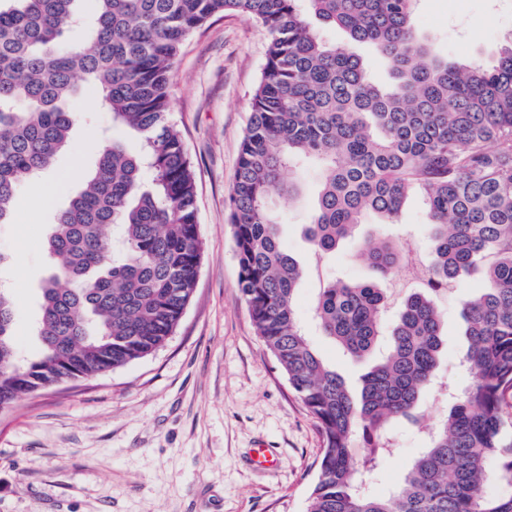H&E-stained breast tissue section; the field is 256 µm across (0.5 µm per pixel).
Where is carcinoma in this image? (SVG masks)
<instances>
[{
    "label": "carcinoma",
    "instance_id": "carcinoma-1",
    "mask_svg": "<svg viewBox=\"0 0 512 512\" xmlns=\"http://www.w3.org/2000/svg\"><path fill=\"white\" fill-rule=\"evenodd\" d=\"M79 2L0 0V224L9 223L18 190L69 147L78 83L98 91L139 148L102 143L94 170L51 224L37 359L20 358L16 302L0 289V410L141 360L176 331L204 244L168 88L185 40L237 14L266 37L229 196L238 288L256 334L319 427L308 512H512V497L483 493L492 479L512 483L504 410L512 392V40L492 66L464 67L421 39L415 0H94L88 35L74 41ZM318 23L345 31L349 46L325 42ZM354 44L388 60L390 84L370 79ZM306 159L321 169L305 227L318 255L335 252L368 213L397 223L411 191L427 204L428 288L401 299L385 350L380 282L402 271L395 242L367 243L378 280H334L318 291L322 334L371 362L356 393L298 324L304 270L270 205L297 194L286 174ZM488 257L484 288L463 306L472 382L448 393V415L429 428L401 489L388 497L359 491L351 441L374 455L394 421H419L444 353L441 287Z\"/></svg>",
    "mask_w": 512,
    "mask_h": 512
}]
</instances>
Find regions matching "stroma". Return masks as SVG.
Wrapping results in <instances>:
<instances>
[{
    "label": "stroma",
    "mask_w": 512,
    "mask_h": 512,
    "mask_svg": "<svg viewBox=\"0 0 512 512\" xmlns=\"http://www.w3.org/2000/svg\"><path fill=\"white\" fill-rule=\"evenodd\" d=\"M414 23L435 50L466 64H490L508 39L512 20L499 0H417ZM262 29L229 14L191 36L178 56L169 94L197 185L204 253L193 298L164 347L91 381L65 384L22 398L0 411V512H306L319 475L322 440L315 419L256 335L238 289L229 194L250 99L265 61ZM73 150L44 173L53 197L19 191L10 223L0 224V286L17 304L14 341L28 359L36 335L39 289L50 272L44 242L54 212L93 170L101 137L128 150L137 139L112 123L108 106L85 93ZM300 194L274 199L284 240L306 270L296 294L297 320L325 361L357 387L367 361L345 356L315 323L318 288L334 279L367 281L376 273L363 243L380 233L413 237L423 260L432 245L420 194L405 201L397 223L366 217L335 253L315 255L305 238L316 200L317 172L298 171ZM481 276L453 283L438 301L446 336L438 382L421 399L422 421L392 425V447L378 456L363 485L386 496L399 488L426 446L424 426L448 410L449 387L471 381L462 364L467 342L463 301ZM272 449L275 463L258 469L253 449Z\"/></svg>",
    "instance_id": "stroma-1"
}]
</instances>
